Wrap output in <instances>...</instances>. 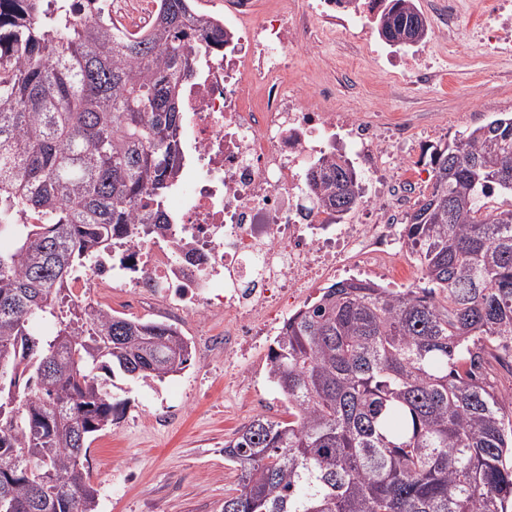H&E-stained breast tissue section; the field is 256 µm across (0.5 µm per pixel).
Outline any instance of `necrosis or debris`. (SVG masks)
I'll list each match as a JSON object with an SVG mask.
<instances>
[{
  "mask_svg": "<svg viewBox=\"0 0 512 512\" xmlns=\"http://www.w3.org/2000/svg\"><path fill=\"white\" fill-rule=\"evenodd\" d=\"M383 8L382 0H294L261 12L256 0H225L230 38L184 82L183 160L168 224L100 256L69 282L71 298L104 284L147 290L195 315L223 301L234 353L244 358L267 326L285 321L287 294L344 265L365 272L405 252L403 225L338 223L310 203L307 182L311 165L340 146L361 174L363 205L381 208L405 136L385 137L337 110L329 86L308 103L284 81L294 55L339 38L382 60L392 77L435 82L439 64L428 48L376 39ZM473 37L486 55L511 51L512 0H485Z\"/></svg>",
  "mask_w": 512,
  "mask_h": 512,
  "instance_id": "4bbe7bcc",
  "label": "necrosis or debris"
}]
</instances>
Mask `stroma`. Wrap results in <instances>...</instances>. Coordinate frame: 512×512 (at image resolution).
Listing matches in <instances>:
<instances>
[{
  "label": "stroma",
  "mask_w": 512,
  "mask_h": 512,
  "mask_svg": "<svg viewBox=\"0 0 512 512\" xmlns=\"http://www.w3.org/2000/svg\"><path fill=\"white\" fill-rule=\"evenodd\" d=\"M479 22V10L471 9L456 23L455 43L432 46L440 76L429 86L396 81L342 42L325 45L322 57L297 58L308 88L335 83L337 108L360 109L386 132L407 124L412 197L430 185L424 172L431 145L512 113V55L487 62L471 38ZM86 297L115 316L174 325L192 350L188 367L165 382L117 380L112 398L123 414L87 453L98 512H221L225 496L238 489L225 441L255 415L288 417L287 401L268 379L272 337L241 360L231 352L222 304L196 316L160 301L138 307L129 293L109 288H89Z\"/></svg>",
  "instance_id": "stroma-1"
}]
</instances>
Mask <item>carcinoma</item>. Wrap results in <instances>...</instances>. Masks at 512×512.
Wrapping results in <instances>:
<instances>
[{"label": "carcinoma", "instance_id": "cac0c4a2", "mask_svg": "<svg viewBox=\"0 0 512 512\" xmlns=\"http://www.w3.org/2000/svg\"><path fill=\"white\" fill-rule=\"evenodd\" d=\"M415 22L427 36L415 0H386L377 30L399 44ZM224 38L192 0H156L133 37L102 0H0V512H97L83 459L123 412L110 382L190 362L176 328L63 287L166 220L181 80ZM429 164L406 225L424 285L342 280L288 316L269 351L288 420L257 415L224 444L240 475L223 512H512V417L482 372L512 351V204H489L512 197V116ZM308 185L339 220L362 198L339 157Z\"/></svg>", "mask_w": 512, "mask_h": 512}]
</instances>
